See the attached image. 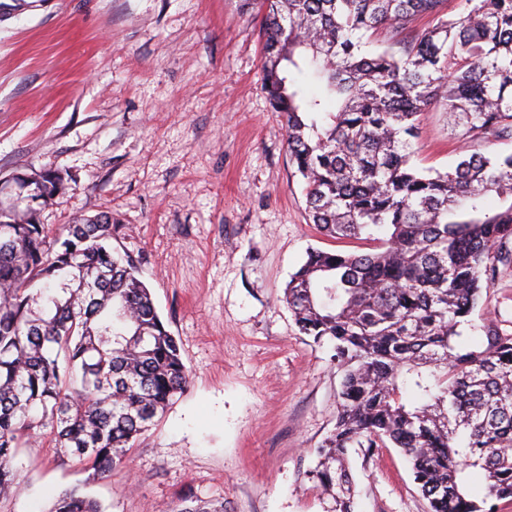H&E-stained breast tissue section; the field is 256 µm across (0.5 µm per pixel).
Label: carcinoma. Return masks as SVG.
I'll list each match as a JSON object with an SVG mask.
<instances>
[{
    "label": "carcinoma",
    "mask_w": 512,
    "mask_h": 512,
    "mask_svg": "<svg viewBox=\"0 0 512 512\" xmlns=\"http://www.w3.org/2000/svg\"><path fill=\"white\" fill-rule=\"evenodd\" d=\"M245 0L261 11L262 87L288 133L309 220L370 252L313 249L285 302L299 332L342 371L336 422L306 476L355 512L347 455L397 448L428 512H494L512 497V336L462 328L512 241V0ZM430 26L416 27L420 17ZM381 30L379 51L367 49ZM437 104L474 148L441 172L414 161L419 118ZM0 202V499L22 491L19 449L55 445L105 476L190 382L137 261L100 213L51 238L41 209L64 177L25 166ZM497 199L490 208L486 200ZM481 475L484 493L474 495ZM177 512H224L181 498ZM52 512H102L79 489Z\"/></svg>",
    "instance_id": "carcinoma-1"
}]
</instances>
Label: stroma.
I'll return each instance as SVG.
<instances>
[{"instance_id": "1", "label": "stroma", "mask_w": 512, "mask_h": 512, "mask_svg": "<svg viewBox=\"0 0 512 512\" xmlns=\"http://www.w3.org/2000/svg\"><path fill=\"white\" fill-rule=\"evenodd\" d=\"M241 0H0V179L21 165L69 183L51 234L111 214L190 373L185 393L107 477L50 435L20 449L25 490L0 512H51L77 488L104 512H175L192 490L224 512H327L305 476L332 429L341 375L282 300L309 249L362 252L310 224L287 133L261 81ZM448 114L421 117L422 166L454 165ZM475 328L512 336V264ZM359 512H428L399 449L350 453Z\"/></svg>"}]
</instances>
